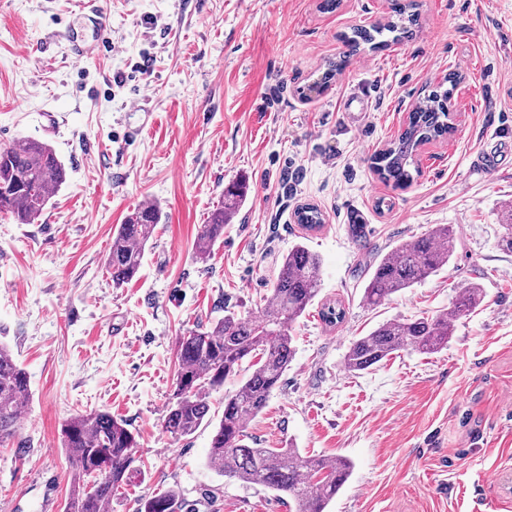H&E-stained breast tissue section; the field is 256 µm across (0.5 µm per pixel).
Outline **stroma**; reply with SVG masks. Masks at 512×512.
Listing matches in <instances>:
<instances>
[{
    "instance_id": "35a3bbf8",
    "label": "stroma",
    "mask_w": 512,
    "mask_h": 512,
    "mask_svg": "<svg viewBox=\"0 0 512 512\" xmlns=\"http://www.w3.org/2000/svg\"><path fill=\"white\" fill-rule=\"evenodd\" d=\"M102 0L100 53L85 0H0V147L50 144L65 181L42 216L0 214V343L31 394L15 439L0 445V512H64L70 464L61 428L105 410L137 436L109 512L176 490L189 512H289L286 500L206 465L213 425L172 438L163 421L189 329L260 312L283 255L299 241L321 260L316 305L292 326L295 357L249 424L257 448L342 456L353 471L328 512H512V167L472 173V154H512V0H420L409 40L351 56L353 26L384 21L391 0ZM348 56L322 94L300 88ZM461 75L456 129L422 147L410 184L393 187L373 155L397 136L425 90ZM365 95L364 121L343 108ZM148 96L147 111L128 106ZM246 180L249 193L207 259L197 232ZM156 206L138 274L114 286L119 224ZM320 208L304 232L294 213ZM366 226L358 245L352 214ZM439 224L456 250L436 275L377 307L363 300L374 264ZM484 300L454 322L447 348L406 349L347 371L352 341L383 322L448 311L466 287ZM341 305L333 327L323 302Z\"/></svg>"
}]
</instances>
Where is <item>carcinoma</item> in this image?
Returning <instances> with one entry per match:
<instances>
[{
  "instance_id": "cac0c4a2",
  "label": "carcinoma",
  "mask_w": 512,
  "mask_h": 512,
  "mask_svg": "<svg viewBox=\"0 0 512 512\" xmlns=\"http://www.w3.org/2000/svg\"><path fill=\"white\" fill-rule=\"evenodd\" d=\"M391 14L370 28L357 27L343 36L348 54L331 61L322 77L324 88L346 66L349 56L364 48L379 47L376 37L388 32L401 41L413 35L419 16L418 0H391ZM461 76L453 71L445 82L429 90L408 113L404 126L386 148L374 155L372 164L382 180L396 187L409 184L418 170L421 146L445 138L448 101ZM65 177L64 167L45 143L21 138L0 148V213L21 224L38 219L53 190ZM249 185L234 182L224 188V204L197 232V254L206 259L211 247L224 237V226L245 202ZM295 218L306 230L323 224L320 209L305 204ZM158 224L155 206H142L120 225L112 242L108 265L116 285L139 271L146 243ZM456 245L452 227L439 224L421 237L398 245L374 267L363 298L378 306L393 295L436 273L450 261ZM320 260L308 247L297 243L288 249L261 315L242 318L224 315L209 326H197L179 337L176 386L163 423L174 439L194 433L210 417V392L238 374L245 359L251 372L238 389L224 398V413L210 442L208 464L243 483L260 485L288 498L295 512H327V507L348 480L351 464L341 457H316L297 448H253L247 427L266 407L295 357L292 325L312 306L320 293ZM483 289L473 285L459 294L451 311L435 316L391 320L353 341L344 365L361 372L406 348L435 353L448 346L455 318L480 306ZM29 396V380L10 350L0 345V444L12 439ZM63 445L69 452L71 489L67 512H104L112 492L129 479L132 451L137 436L108 411L79 414L63 425ZM184 501L175 490L149 495L138 501L136 512H181Z\"/></svg>"
}]
</instances>
